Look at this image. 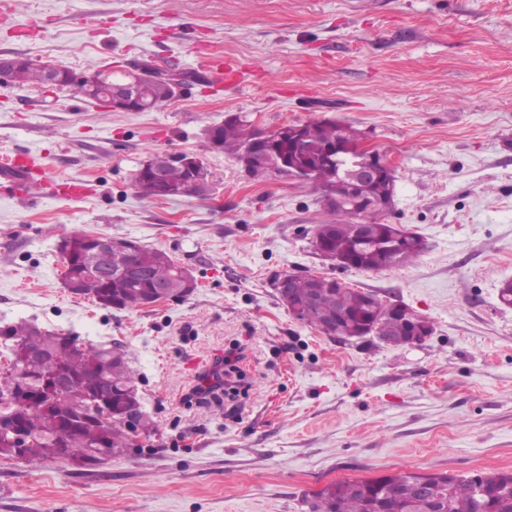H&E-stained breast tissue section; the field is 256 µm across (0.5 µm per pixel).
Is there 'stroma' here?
I'll return each instance as SVG.
<instances>
[{"label": "stroma", "instance_id": "35a3bbf8", "mask_svg": "<svg viewBox=\"0 0 512 512\" xmlns=\"http://www.w3.org/2000/svg\"><path fill=\"white\" fill-rule=\"evenodd\" d=\"M236 62L215 88L198 51ZM77 71L176 69V97L103 113L68 91L0 83V156L41 157L88 197L29 202L0 180V324L118 343L159 432L92 469L0 458V512H304L340 479L512 472V0H14L0 57ZM238 115L274 129L350 124L394 167L382 220L426 250L382 271L323 262L330 216L298 181L250 178L211 150ZM208 167V196L145 199L156 152ZM78 228L165 251L198 283L182 301L105 309L64 286L57 250ZM315 273L404 303L418 346L341 344L297 322L275 275ZM239 347L249 387L187 402L196 374Z\"/></svg>", "mask_w": 512, "mask_h": 512}]
</instances>
